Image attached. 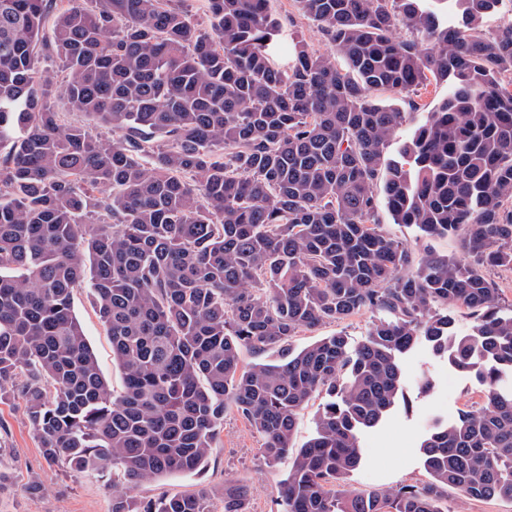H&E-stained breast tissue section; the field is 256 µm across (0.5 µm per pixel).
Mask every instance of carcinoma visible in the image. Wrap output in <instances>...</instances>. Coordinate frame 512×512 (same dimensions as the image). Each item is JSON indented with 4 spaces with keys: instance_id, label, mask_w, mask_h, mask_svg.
Segmentation results:
<instances>
[{
    "instance_id": "cac0c4a2",
    "label": "carcinoma",
    "mask_w": 512,
    "mask_h": 512,
    "mask_svg": "<svg viewBox=\"0 0 512 512\" xmlns=\"http://www.w3.org/2000/svg\"><path fill=\"white\" fill-rule=\"evenodd\" d=\"M296 0L344 61L283 36L268 0H0V396L18 395L45 457L112 479V512H209L203 491L143 501L134 487L204 467L232 406L292 462L285 512H444L450 488L512 501V309L487 271H512V25L487 34L500 0ZM406 27L411 36L397 37ZM65 73L66 124L48 104ZM448 95L387 157L404 113L372 98ZM462 238L469 261L413 255L375 218ZM90 290L124 373L114 396L72 308ZM473 311L454 330L448 306ZM379 312L349 351L341 333L295 352L303 329ZM421 341L458 368L480 364L482 403L421 445L431 480L345 489L357 433L404 397L398 357ZM278 360L243 369L240 349ZM326 390L316 434L295 416ZM224 484V512H246ZM50 95L48 97L49 103L53 106L56 112H62L64 118L71 123L84 125L89 127L92 130H102L107 131L108 129L104 127H100L95 121L91 120L89 117L82 115L76 112H69L65 105V101L61 96V79L57 78L53 81L52 87L50 89ZM329 400L325 391H319L304 405L296 415L295 432L292 438L293 448H302L313 438L316 421L323 405Z\"/></svg>"
}]
</instances>
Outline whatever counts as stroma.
Here are the masks:
<instances>
[{
  "mask_svg": "<svg viewBox=\"0 0 512 512\" xmlns=\"http://www.w3.org/2000/svg\"><path fill=\"white\" fill-rule=\"evenodd\" d=\"M269 10L285 28L297 31L309 49L330 52L328 40L316 23L299 12L295 0H270ZM447 94L446 83L431 82L420 92L419 108L412 110L397 92L383 88L373 91L377 102L405 112V121L387 149L388 157L397 155L415 128ZM378 219L388 236L413 252L432 250L451 257L463 254L459 236L424 237L415 227L394 223L383 207L378 210ZM73 307L102 376L113 392H121L123 373L112 358L110 338L87 289L75 290ZM377 319V312L363 310L341 322L301 331L293 337L291 346L298 350L340 331L354 349L366 340ZM401 370L405 400L385 421L360 432L362 463L346 480L351 491L392 490L427 483L430 476L423 466L420 448L423 439L435 423L454 421L461 409L479 403L483 395L478 369L459 370L425 344L404 355ZM263 443L262 435L235 408H227L224 424L217 431L202 469L140 483L135 493L147 501L203 489L209 493L210 512H224V485L235 482L250 490L248 512H285L281 489L288 477V465L268 463L262 453ZM34 483L42 485L41 493H29L28 488ZM0 512H112L111 489L96 479L63 473L57 464L46 459L22 401L10 397L0 400Z\"/></svg>",
  "mask_w": 512,
  "mask_h": 512,
  "instance_id": "obj_1",
  "label": "stroma"
}]
</instances>
